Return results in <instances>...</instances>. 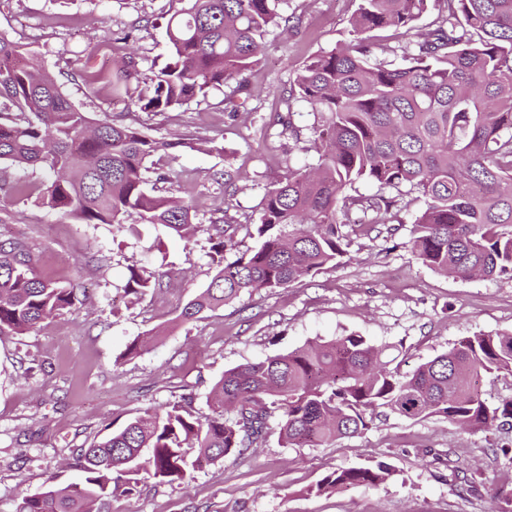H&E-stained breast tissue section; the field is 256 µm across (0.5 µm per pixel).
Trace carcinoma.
Here are the masks:
<instances>
[{
  "label": "carcinoma",
  "mask_w": 512,
  "mask_h": 512,
  "mask_svg": "<svg viewBox=\"0 0 512 512\" xmlns=\"http://www.w3.org/2000/svg\"><path fill=\"white\" fill-rule=\"evenodd\" d=\"M279 2L189 0L167 23L160 68L143 73L130 57L105 70L88 55L80 76L91 92L104 88L142 112H172L231 81L239 92L269 29L289 22ZM427 2L358 0L348 38L307 58L289 95L313 115L309 142L318 164L290 168L267 188L253 252L224 261L235 228L213 221L217 271L176 321L338 262L345 254L341 227L389 223L398 198L388 192L404 188L424 203L413 238L424 265L459 279L512 276V0H443L434 28L403 47L402 63H370L373 32L410 33ZM24 52L0 33V163L52 177L16 181L15 193H36L83 224L132 233L141 224L161 225L190 242L191 204L146 189L147 161L179 143L90 120L46 69L18 64ZM358 182L376 191L352 192ZM164 276L132 266L125 291L137 296ZM77 291L37 277L23 243H0V335L28 333L75 305ZM381 356L351 334L228 369L211 389L210 414L195 416L181 405L144 410L123 429L71 450L81 485L51 478L42 492L22 497L16 512H107L108 499L145 479L184 483L202 464L262 440L275 414L287 446L358 434L378 408L414 420L442 416L462 430L512 421V398L492 407L478 387L488 377H512V332L466 336L402 376ZM389 475L383 463L336 469L316 490L375 486Z\"/></svg>",
  "instance_id": "1"
}]
</instances>
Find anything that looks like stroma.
Masks as SVG:
<instances>
[{
  "label": "stroma",
  "mask_w": 512,
  "mask_h": 512,
  "mask_svg": "<svg viewBox=\"0 0 512 512\" xmlns=\"http://www.w3.org/2000/svg\"><path fill=\"white\" fill-rule=\"evenodd\" d=\"M184 0H0V32L22 43L93 119L127 123L146 135L180 141L162 171L181 173L197 232L185 243L160 226L138 236L109 224H82L39 200L9 192L15 180L50 174L0 169V240L24 242L33 271L85 293L70 310L25 335H0V512L48 478L78 482L60 466L71 449L117 431L149 407L186 403L209 414L214 383L232 367L257 363L317 338L358 334L381 349L390 369L407 373L465 336L512 331V278L456 279L425 266L412 249L422 199L405 195L387 224L343 226L346 254L336 265L271 292L241 294L185 324L176 317L216 271L212 220L236 225L225 261L255 249L265 190L289 168L315 164L275 124L290 112L295 127L313 122L304 103L287 102L310 54L347 38L357 0H281L298 30L271 28L257 67L247 72L244 109H224V88L170 113L143 112L109 96H88L77 73L85 53L109 32L137 22L136 40L112 47L111 60L134 57L142 70L162 66L166 24ZM236 181L225 187L224 173ZM163 271L162 287L126 294L130 265ZM161 338L135 357L139 336ZM386 463L373 487L318 493L338 468ZM109 512H512V427L464 432L433 416L412 420L384 410L361 434L318 447H288L271 417L262 441L203 466L186 485L139 484L112 499Z\"/></svg>",
  "instance_id": "obj_1"
}]
</instances>
